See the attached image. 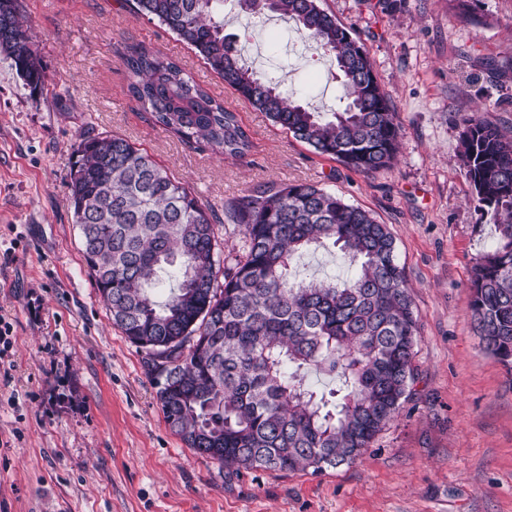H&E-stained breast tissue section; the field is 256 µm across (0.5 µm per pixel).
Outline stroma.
Returning a JSON list of instances; mask_svg holds the SVG:
<instances>
[{
	"label": "stroma",
	"instance_id": "1",
	"mask_svg": "<svg viewBox=\"0 0 512 512\" xmlns=\"http://www.w3.org/2000/svg\"><path fill=\"white\" fill-rule=\"evenodd\" d=\"M41 92L0 58V512H512V375L481 352L472 267L495 248L458 158L457 120L512 135V0H320L364 43L401 126L373 177L316 154L225 86L126 0H18ZM242 60L323 112L343 94L294 23L225 5ZM144 44L235 112L253 148L234 160L185 145L127 91ZM145 149L216 212L266 188L315 182L387 224L419 319L417 380L364 455L319 474L225 473L165 422L143 353L113 325L81 252L69 171L81 139Z\"/></svg>",
	"mask_w": 512,
	"mask_h": 512
}]
</instances>
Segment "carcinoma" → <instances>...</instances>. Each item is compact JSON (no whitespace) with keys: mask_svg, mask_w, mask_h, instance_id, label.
<instances>
[{"mask_svg":"<svg viewBox=\"0 0 512 512\" xmlns=\"http://www.w3.org/2000/svg\"><path fill=\"white\" fill-rule=\"evenodd\" d=\"M163 25L272 124L315 153L374 175L389 168L401 129L360 38L319 0H251L296 24L336 65L342 107L325 116L245 67L224 37V0H130ZM0 55L27 85L44 82L31 26L0 0ZM128 92L155 122L198 150L247 158L235 113L181 66L143 45L124 58ZM459 160L499 245L476 259L470 309L482 350L512 373V136L476 115L460 121ZM69 198L82 254L102 301L145 353L165 421L227 472H321L357 460L399 415L417 379L419 321L387 225L316 183L244 194L224 207L242 227L241 254L217 281L215 213L146 151L120 135L83 138ZM331 245L344 279H297L294 262ZM175 285L158 297L162 274ZM336 381L329 391L310 372Z\"/></svg>","mask_w":512,"mask_h":512,"instance_id":"obj_1","label":"carcinoma"}]
</instances>
